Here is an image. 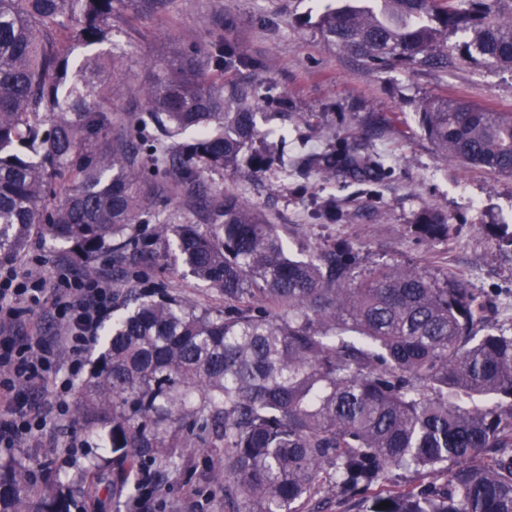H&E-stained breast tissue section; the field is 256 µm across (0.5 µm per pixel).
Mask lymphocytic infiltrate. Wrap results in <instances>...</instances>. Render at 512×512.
Returning a JSON list of instances; mask_svg holds the SVG:
<instances>
[{
  "label": "lymphocytic infiltrate",
  "mask_w": 512,
  "mask_h": 512,
  "mask_svg": "<svg viewBox=\"0 0 512 512\" xmlns=\"http://www.w3.org/2000/svg\"><path fill=\"white\" fill-rule=\"evenodd\" d=\"M47 300L58 307L67 335L55 344L31 336L0 354V398L8 402L0 414V449L5 451L24 447L33 435L64 416L63 398L71 389V378L80 372L84 353L95 343L102 320L112 310V285L85 276L50 286L44 279L19 273L14 265L0 268V322H17L22 304L38 306ZM64 350L71 362L62 369L58 358ZM40 383L53 384L59 400L50 410L34 413L20 390Z\"/></svg>",
  "instance_id": "f902f5d3"
}]
</instances>
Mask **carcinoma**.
Segmentation results:
<instances>
[{"mask_svg":"<svg viewBox=\"0 0 512 512\" xmlns=\"http://www.w3.org/2000/svg\"><path fill=\"white\" fill-rule=\"evenodd\" d=\"M168 0H0V259L34 225L97 256L140 262L175 243L187 272L224 299L198 308L141 288L116 292L112 325L75 401L90 434L107 429L112 496L129 512L160 495L179 448L224 452L227 512H321L322 479L356 498L355 512H512V331L487 329L486 301L413 265L362 267L345 246L288 255L267 218L206 176L288 166L257 127L224 68L252 62L216 37L191 40L141 88L143 106L112 137V102L126 56L112 19L161 12ZM321 35L379 68L446 70L470 63L512 72V0H346L318 18ZM461 35L459 41L451 37ZM419 123L441 154L512 175V113L446 97L420 101ZM198 136L176 141L187 129ZM371 125L352 145L309 151L298 165L358 181L383 168ZM164 192L205 223L139 225ZM319 211L336 220L335 197ZM435 240L448 219L421 212ZM395 468L415 474L399 489ZM0 456V512H71L66 491L30 484ZM386 503L379 509L377 505Z\"/></svg>","mask_w":512,"mask_h":512,"instance_id":"obj_1","label":"carcinoma"}]
</instances>
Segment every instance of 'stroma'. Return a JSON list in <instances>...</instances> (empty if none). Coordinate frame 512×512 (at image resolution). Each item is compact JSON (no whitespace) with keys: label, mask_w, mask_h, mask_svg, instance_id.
I'll use <instances>...</instances> for the list:
<instances>
[{"label":"stroma","mask_w":512,"mask_h":512,"mask_svg":"<svg viewBox=\"0 0 512 512\" xmlns=\"http://www.w3.org/2000/svg\"><path fill=\"white\" fill-rule=\"evenodd\" d=\"M332 0H172L168 9L139 13L119 25L114 35L128 66V95L113 104V125L136 106L137 90L163 64L178 40L189 36L209 49L215 35L256 60L253 68L224 71L225 86H240L256 96L266 92L288 97V117L280 119L265 107L257 109L261 129L284 130L288 158L303 150L341 145L357 135L364 117L379 125L372 149L383 170L372 180L345 175L325 178L316 172L271 168L260 174L225 172L210 187L234 192L267 215L288 247L301 257L314 247L344 241L359 252L364 265L412 264L427 273L449 275L487 296L493 309L491 325L512 327V176L478 168L436 154L418 118V105L431 96H455L512 112V73L469 63L445 72L412 68L374 70L322 37L317 19ZM336 196L343 217L333 224L316 219L313 198ZM435 209L448 218L447 239L429 243L414 231L416 216ZM173 248L155 245L151 265L133 282L111 254L100 255L93 271L122 287L154 288L191 304L223 308L200 282L187 276L173 260ZM26 273L49 282L76 278L66 245L33 233L20 254ZM65 326L49 305L34 308L20 325L0 324V339L39 334L48 341L65 335ZM82 438L75 457L65 456L69 435ZM106 436L86 437L73 413L16 449L37 482L80 480L91 461L108 455ZM224 454L201 455L187 448L169 476L172 486L156 512H224V487L209 481L223 467Z\"/></svg>","instance_id":"1"}]
</instances>
